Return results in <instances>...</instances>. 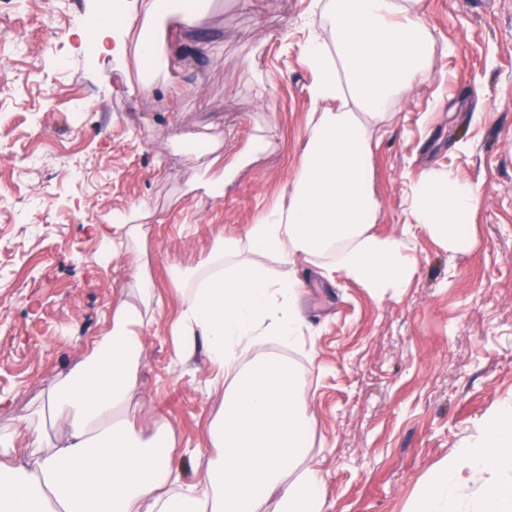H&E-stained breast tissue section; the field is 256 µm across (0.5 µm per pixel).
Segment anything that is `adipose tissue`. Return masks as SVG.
Here are the masks:
<instances>
[{"label":"adipose tissue","mask_w":512,"mask_h":512,"mask_svg":"<svg viewBox=\"0 0 512 512\" xmlns=\"http://www.w3.org/2000/svg\"><path fill=\"white\" fill-rule=\"evenodd\" d=\"M422 0H316L321 32H309L307 50L317 74L313 104L336 102L311 118L307 147L296 167L288 202L262 212L244 236L217 238L197 268L173 266L181 307L171 333L184 355L205 344L210 362L228 385L209 427L208 468L187 482L170 465L175 442L157 431L140 437L126 412L138 389L142 305L151 304L150 281L138 276L139 304L112 309V324L92 353L48 392L39 418L0 430V512H262L277 494L275 512H323L322 476L302 466L311 423L301 375L281 357L253 355L268 338L296 344L303 320L298 309L297 259L321 260L364 287L399 295L412 267L407 255L413 229H424L452 253L473 244L474 186L432 168L410 186L401 235L372 230L381 202L372 188L373 141L391 111L429 74L434 38L420 17ZM164 0H125L112 23L86 16L81 35L93 37L99 55L125 73L129 53L140 60L193 54L180 26H167ZM152 27L132 39L136 23ZM274 257L273 275L245 252ZM66 423L57 447L49 428ZM29 437V465L15 463L17 444ZM496 472L480 493L477 512H512V404L486 428L478 446L432 476L409 512H452L470 497L461 478Z\"/></svg>","instance_id":"adipose-tissue-1"}]
</instances>
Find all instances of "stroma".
<instances>
[{
  "label": "stroma",
  "instance_id": "obj_1",
  "mask_svg": "<svg viewBox=\"0 0 512 512\" xmlns=\"http://www.w3.org/2000/svg\"><path fill=\"white\" fill-rule=\"evenodd\" d=\"M105 5L0 8V428L47 409L49 387L91 352L113 306L137 303L129 260L92 227L138 207L154 299L128 415L146 437L169 425L172 466L193 480L227 383L205 345L187 358L171 334L170 268L201 265L218 237L244 235L285 199L314 110V5L212 0L189 33L204 39L201 56L160 76L181 86L175 98L117 82L79 37L81 16ZM421 17L435 40L430 73L374 143L373 230L399 235L410 184L445 167L477 190L474 249L453 254L415 230L398 296L297 260L301 344L254 349L288 357L306 382L303 463L323 476V512H408L512 401V0H422ZM205 145L219 148L216 169L187 158ZM74 164L81 177L64 178ZM218 169L224 190L211 196L203 183Z\"/></svg>",
  "mask_w": 512,
  "mask_h": 512
}]
</instances>
